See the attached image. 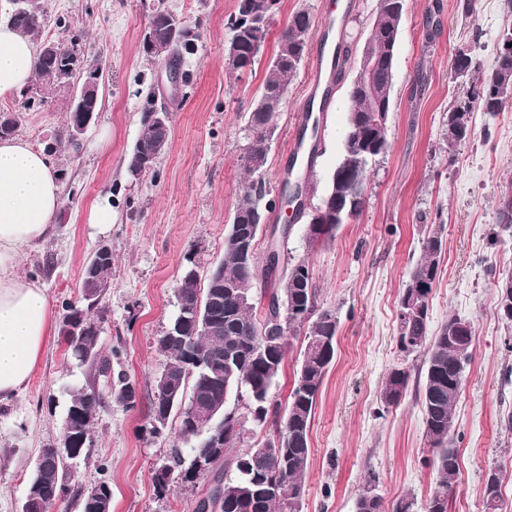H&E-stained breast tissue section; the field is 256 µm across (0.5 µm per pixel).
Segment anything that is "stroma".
Instances as JSON below:
<instances>
[{
    "mask_svg": "<svg viewBox=\"0 0 512 512\" xmlns=\"http://www.w3.org/2000/svg\"><path fill=\"white\" fill-rule=\"evenodd\" d=\"M199 23L203 38L184 62L188 79L172 84L164 63L144 56L141 32L153 7ZM326 0H280L273 32L292 14L307 11L310 49H317ZM341 22L340 47L349 53L334 97L317 128L319 153L312 168L289 165L288 146L298 116L309 104L312 58L292 78L276 119L269 151L268 202L280 204L287 171L306 181V206L325 193L345 141V100L377 0H351ZM47 21L41 39L77 41L88 60L101 62L100 110L78 154L58 155L63 204L52 235L19 260L20 276H35L54 313L76 301L84 267L99 245L112 249V286L102 300V349L119 348L115 370L139 388L135 408L106 402L97 415L93 448L81 458L72 481L80 490L99 481L112 489V512H195L209 482L170 479L155 489L156 463L172 453L189 457L191 446L175 426L161 437L147 430V413L162 357L157 340L177 311L174 286L187 263L199 272L224 255V236L244 179L242 129L259 95L275 50L267 40L252 72L224 70L230 36L227 19L235 0H37ZM512 27L507 0H405L387 115V152L369 166L366 206L357 220L327 240L313 242L307 222L287 233L263 230L257 256L277 247L279 264L267 280L305 261L318 304L339 320L336 355L312 415L310 464L302 512H355L368 483L384 507L402 497L424 504L436 482L424 412L417 399L422 356L397 346L398 304L430 234L444 243L430 294V330L450 316L475 329L472 359L454 414L460 478L448 512H484L488 472L500 479L501 512H512V324L501 319L497 283L512 274V230L496 224L498 199L512 184V102L495 113L476 112L465 146L449 152L446 117L464 100L468 79L456 77L458 52L476 55L490 68L504 28ZM156 96L170 113L171 134L155 173L131 180L129 153L142 133L146 100ZM19 114L17 137L33 146L60 131L63 98L25 106L23 98L0 100V111ZM112 202V221L86 223L90 207ZM406 366L410 383L398 404L383 389L391 370ZM86 368L73 364L59 335L48 345L24 392L0 404V512H20L39 448L61 428L68 389L84 384Z\"/></svg>",
    "mask_w": 512,
    "mask_h": 512,
    "instance_id": "35a3bbf8",
    "label": "stroma"
}]
</instances>
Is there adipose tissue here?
<instances>
[{
  "label": "adipose tissue",
  "mask_w": 512,
  "mask_h": 512,
  "mask_svg": "<svg viewBox=\"0 0 512 512\" xmlns=\"http://www.w3.org/2000/svg\"><path fill=\"white\" fill-rule=\"evenodd\" d=\"M36 61L32 39L0 24V99L27 88ZM61 204L55 158L20 139L0 142V403L23 392L51 334L44 288L15 268L27 249L48 238Z\"/></svg>",
  "instance_id": "ef3b65f1"
}]
</instances>
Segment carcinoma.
<instances>
[{"label":"carcinoma","mask_w":512,"mask_h":512,"mask_svg":"<svg viewBox=\"0 0 512 512\" xmlns=\"http://www.w3.org/2000/svg\"><path fill=\"white\" fill-rule=\"evenodd\" d=\"M261 27L244 26L238 32V42L242 46L249 69H254L262 48L270 34L274 13ZM403 9L397 0H378L373 23L377 31L365 41L362 55L375 61L377 81L373 92L364 93L355 86L348 91L347 132L344 157L339 168L348 170V175L339 179L332 177L328 194L339 200L336 218L326 225L322 235L327 237L341 224L359 217L366 205L368 185V165L360 164L361 153H376L388 148L386 121L391 104V88L394 78V60L388 57L387 43L399 34ZM310 16L301 10L294 13L282 30L277 47L291 40L298 33L310 30ZM45 25V15L39 10L35 0H29L26 14L12 24V27L26 35L36 37ZM154 25L163 33L162 41L145 55L165 62L176 72L180 71L187 56L195 51L174 37V26L163 15L155 16ZM298 66L272 62L267 68L262 92L248 115V120H256L259 125L272 131L274 119L281 111L284 100L280 91L288 89L290 79ZM453 69L464 70L471 76L481 73L474 82L467 100L459 103L448 112V153H454L471 137L469 114L474 109L484 112H498L505 106V93L512 91V55H497L495 65L488 71L480 72L478 60L467 54L454 59ZM76 79L77 75L68 70L67 57L38 56L36 75L47 86L60 84L62 75ZM150 104L143 115V130L127 162V173L137 180L155 172L157 163L145 162L154 149L169 143L170 125H157L148 120L149 114L156 111ZM75 115H66V125L56 137L45 144V150L59 154L66 150L78 152L80 145L71 134ZM250 160L264 168L268 152L262 134L258 133L250 145ZM247 180L238 191V199L232 219V232L224 239L222 272L216 278L205 279L201 285L197 281L184 284L177 298L179 313L171 322H176L180 311H190L195 304H201L208 315L222 321L221 340L209 333L197 332L192 324L186 325L185 342H171L162 347L163 361L173 366L171 380L173 389L187 392L209 404L219 412H226V402L231 391H246L255 410L252 420L265 423L269 414V391L277 381L288 355L289 338L304 334V347L294 372V384L288 397V405L275 424V431L261 444L265 445L278 436H288L287 455L258 457L255 449L246 448L232 452V445L244 430L245 421L231 420L224 426V441L220 448L211 449L216 464L212 475V485L205 497L195 507V512H204L206 502L218 499L224 492L222 512H302L304 482L310 463L311 451L309 434L313 410L323 385L324 378L333 361L338 330L335 312L321 308L317 303L316 289L304 262H297L288 273L275 281L268 289L269 300L263 314L255 311L253 299L238 302L228 293V285L254 283L252 266L242 257L234 235L250 238L256 244L257 236L252 234L255 226L254 196L251 188L253 167L242 162ZM497 224L505 230L512 229V197L502 194L497 206ZM441 236L432 235L422 241V257L414 270L403 295L414 289L426 287L425 299L430 293L438 273L434 256L442 253ZM96 281L107 290L112 286V257L103 259L93 273H83L82 283ZM288 299V329L276 347L262 354V325L276 315L277 303ZM62 320L71 318L91 322L103 320L100 307L90 305L85 299L63 305ZM429 313L407 322H398L397 344L401 352L411 354L422 351L425 354L423 381L418 392L426 420V436L433 454L432 464L436 471L435 487L423 505L424 512H448V500L454 492L460 475L458 451L454 448L452 432L454 411L461 397L464 370L471 360V342L474 328L468 321L451 316L442 324L438 332L430 336ZM71 359L78 365L91 369L86 384L69 391L66 412L75 408L87 409L101 404L113 389L120 388L128 375L112 372V359L119 357L116 349L105 352L95 336L85 337V346L93 352L87 360L73 348L66 335H61ZM105 377L109 384L106 389L98 386L96 379ZM409 372L396 369L389 375L383 395L390 404L398 403L409 384ZM171 472L183 483H194L200 476L188 474L185 461L178 455L173 457ZM33 477L49 483L69 484L70 473L64 463L47 457ZM499 478L497 473H488L484 485L485 512H499Z\"/></svg>","instance_id":"carcinoma-1"}]
</instances>
